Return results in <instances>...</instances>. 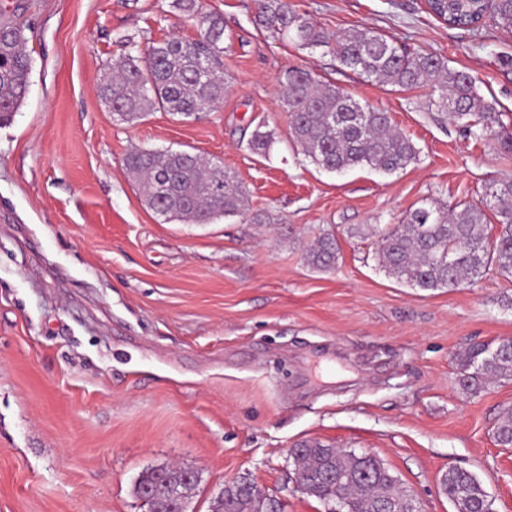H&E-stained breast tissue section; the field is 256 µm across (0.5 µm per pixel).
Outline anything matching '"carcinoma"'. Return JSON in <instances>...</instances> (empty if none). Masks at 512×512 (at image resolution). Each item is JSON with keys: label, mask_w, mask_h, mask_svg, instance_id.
Returning <instances> with one entry per match:
<instances>
[{"label": "carcinoma", "mask_w": 512, "mask_h": 512, "mask_svg": "<svg viewBox=\"0 0 512 512\" xmlns=\"http://www.w3.org/2000/svg\"><path fill=\"white\" fill-rule=\"evenodd\" d=\"M255 22L272 37L306 48L325 47L341 66L401 89L428 86L438 93L439 110L460 122L475 141L497 143L512 152V134L501 114L485 102L471 77L453 69L432 53L412 51L390 36L355 29L334 39L324 34L288 0H255ZM172 7L197 27L193 39L168 37L142 52L123 38L127 52L112 63V76L101 96L118 120L135 123L156 110L196 119L215 110L224 99V18L201 11L198 0H173ZM429 10L455 27L478 24L487 11L512 26V0H429ZM0 26L12 38L0 46V125L11 120L27 95L32 58L27 51L26 27L0 14ZM280 102L290 117L294 139L305 157L324 170L343 173L370 168L395 173L416 162L419 150L397 131L389 115L362 105L350 94L316 79L304 69L280 76ZM273 134L256 127L249 148L265 154ZM124 168L137 183L145 204L167 221L211 224L244 210L246 191L236 175L220 162L186 150H139L126 155ZM498 234L491 235V219ZM336 239L318 238L307 253L316 268L335 267ZM379 263L387 273L415 288H460L490 268L512 275V179L494 180L481 200L450 209L423 202L402 220L381 232ZM512 380V337L496 346L474 344L458 355V385L463 393L481 392L489 380ZM493 436L498 446L512 448V407L498 415ZM302 490L331 506L345 502L346 512H381L385 505H408L413 495L376 456L357 454L307 442L292 456ZM198 484L189 470L151 469L135 486L137 497L151 494L148 512H181L184 500ZM441 489L456 512H492L482 483L469 470L452 467L441 477ZM211 512H282L277 499L262 494L250 481L237 480L215 498Z\"/></svg>", "instance_id": "obj_1"}]
</instances>
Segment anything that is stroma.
<instances>
[{
  "label": "stroma",
  "instance_id": "35a3bbf8",
  "mask_svg": "<svg viewBox=\"0 0 512 512\" xmlns=\"http://www.w3.org/2000/svg\"><path fill=\"white\" fill-rule=\"evenodd\" d=\"M329 37L371 27L471 75L512 128V27L448 26L425 0H291ZM224 18V100L181 121H118L99 89L122 49L196 31L172 0H0L27 24L29 90L0 126V512H147L154 467L195 471L191 512L246 478L284 512H325L302 490L292 448L314 440L379 457L424 512H455L449 467L474 473L493 512H512V448L492 429L512 380L462 394L456 358L512 336V276L421 290L378 263V230L426 198L480 199L512 178V153L468 138L425 88L340 66L325 48L273 39L252 0H199ZM321 80L388 112L419 159L383 174L319 169L278 100V76ZM273 131L252 152L257 124ZM197 152L248 194L246 214L165 221L123 160L134 149ZM274 221L256 224L252 214ZM335 268L309 265L323 233Z\"/></svg>",
  "mask_w": 512,
  "mask_h": 512
}]
</instances>
